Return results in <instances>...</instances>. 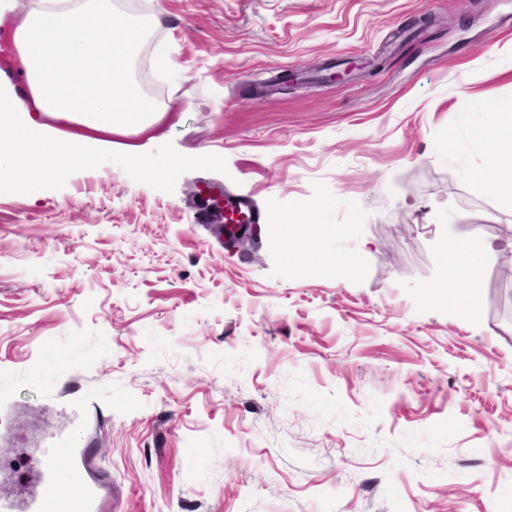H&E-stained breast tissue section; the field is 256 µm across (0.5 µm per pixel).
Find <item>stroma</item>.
Listing matches in <instances>:
<instances>
[{
	"label": "stroma",
	"instance_id": "stroma-1",
	"mask_svg": "<svg viewBox=\"0 0 512 512\" xmlns=\"http://www.w3.org/2000/svg\"><path fill=\"white\" fill-rule=\"evenodd\" d=\"M116 7L165 108L122 141L174 164L0 185V494L75 429L120 512H512V276L490 258L467 315L440 279L447 238L512 236L445 148L486 103L512 125V0ZM206 182L319 208L242 249Z\"/></svg>",
	"mask_w": 512,
	"mask_h": 512
}]
</instances>
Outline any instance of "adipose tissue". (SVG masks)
Instances as JSON below:
<instances>
[{"mask_svg":"<svg viewBox=\"0 0 512 512\" xmlns=\"http://www.w3.org/2000/svg\"><path fill=\"white\" fill-rule=\"evenodd\" d=\"M147 34L145 24L117 12L115 0H50L49 8L25 19L16 46L31 95L21 99L0 89V182L35 200L70 166L95 164L115 149L145 174L168 168V161L111 140L147 129L162 110L131 74ZM56 119L74 125V132L54 128ZM466 141L486 160L472 180L512 200V131L500 132L495 110L470 124ZM495 252L485 240L449 239L442 274L450 282V305L463 312L475 306L483 265Z\"/></svg>","mask_w":512,"mask_h":512,"instance_id":"ef3b65f1","label":"adipose tissue"}]
</instances>
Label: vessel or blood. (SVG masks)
I'll list each match as a JSON object with an SVG mask.
<instances>
[{
  "instance_id": "b4317fda",
  "label": "vessel or blood",
  "mask_w": 512,
  "mask_h": 512,
  "mask_svg": "<svg viewBox=\"0 0 512 512\" xmlns=\"http://www.w3.org/2000/svg\"><path fill=\"white\" fill-rule=\"evenodd\" d=\"M224 207L237 219L236 224L228 226V233H236L239 225L262 221L260 213L248 202L228 200ZM63 464L72 471V488L66 493L62 492L58 478V469ZM116 508L107 474L99 469L88 448L73 432L54 441L50 455L44 459L34 497L21 505L10 496L0 495V512H115Z\"/></svg>"
}]
</instances>
